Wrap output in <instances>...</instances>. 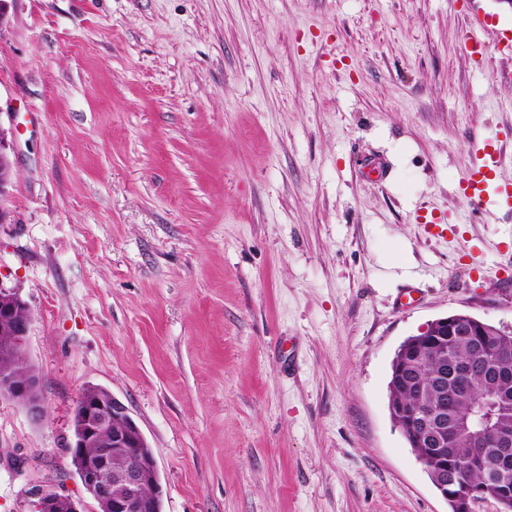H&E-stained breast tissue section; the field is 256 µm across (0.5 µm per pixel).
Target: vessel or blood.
Instances as JSON below:
<instances>
[{
    "label": "vessel or blood",
    "mask_w": 512,
    "mask_h": 512,
    "mask_svg": "<svg viewBox=\"0 0 512 512\" xmlns=\"http://www.w3.org/2000/svg\"><path fill=\"white\" fill-rule=\"evenodd\" d=\"M500 148L486 144L478 163L470 168L461 182L464 197L472 204L493 202L512 211V179L498 177Z\"/></svg>",
    "instance_id": "b4317fda"
}]
</instances>
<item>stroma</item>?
<instances>
[{"label": "stroma", "mask_w": 512, "mask_h": 512, "mask_svg": "<svg viewBox=\"0 0 512 512\" xmlns=\"http://www.w3.org/2000/svg\"><path fill=\"white\" fill-rule=\"evenodd\" d=\"M484 7L473 56L466 0H10L0 287L45 415L0 398V512L34 480L93 512L66 452L89 385L165 512H450L388 383L429 321L512 328V214L459 192L489 140L512 177V5ZM9 134L11 132L0 124V224H9L12 221L11 212L3 203L15 174Z\"/></svg>", "instance_id": "1"}]
</instances>
